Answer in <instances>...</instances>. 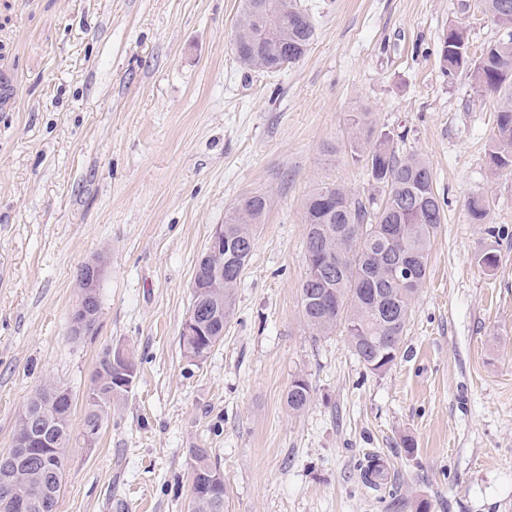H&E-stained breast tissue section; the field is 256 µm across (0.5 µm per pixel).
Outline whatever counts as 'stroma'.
I'll return each mask as SVG.
<instances>
[{
  "instance_id": "1",
  "label": "stroma",
  "mask_w": 512,
  "mask_h": 512,
  "mask_svg": "<svg viewBox=\"0 0 512 512\" xmlns=\"http://www.w3.org/2000/svg\"><path fill=\"white\" fill-rule=\"evenodd\" d=\"M303 2L313 41L271 74L232 50L239 0H0V452L45 380L71 390L77 429L104 351L138 361L96 444L69 448L57 512H190L193 448L223 471L229 512H512V171L488 163L496 98L437 55L450 25L475 57L501 31L456 0ZM364 110L428 161L445 202L381 374L300 315L307 198L324 183L375 194L348 146ZM255 192L269 207L234 316L189 362L197 260ZM481 192L485 225L466 211ZM98 256V329L76 340V272ZM299 375L313 400L294 414ZM378 457L377 490L362 473Z\"/></svg>"
}]
</instances>
